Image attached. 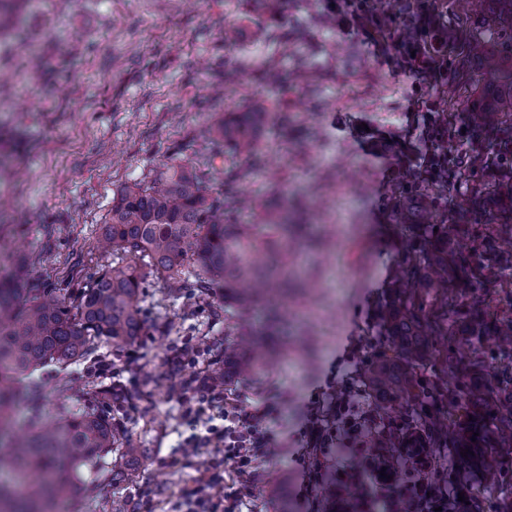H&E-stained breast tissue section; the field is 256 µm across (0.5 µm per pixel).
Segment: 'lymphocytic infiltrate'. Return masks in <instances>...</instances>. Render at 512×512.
I'll list each match as a JSON object with an SVG mask.
<instances>
[{
    "mask_svg": "<svg viewBox=\"0 0 512 512\" xmlns=\"http://www.w3.org/2000/svg\"><path fill=\"white\" fill-rule=\"evenodd\" d=\"M361 389L353 375L336 384L329 412L311 414L294 445L308 457L306 484L321 482L328 467L326 454L367 455L366 468L353 492L337 488L329 500L305 501V512H465L459 501L461 487L449 478L447 454H435L433 433L426 414L389 421L372 408H360ZM178 401L190 433L182 441L186 452L211 449L217 462L233 461L239 475L254 469L264 449L276 446L275 436L260 431V421L276 415L280 395H271L256 411L246 412L224 398L222 386L210 383L206 373L180 383ZM216 476L200 480L194 491L182 498L178 512H237L238 493L224 496L211 492Z\"/></svg>",
    "mask_w": 512,
    "mask_h": 512,
    "instance_id": "1",
    "label": "lymphocytic infiltrate"
}]
</instances>
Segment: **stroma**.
<instances>
[{"label":"stroma","mask_w":512,"mask_h":512,"mask_svg":"<svg viewBox=\"0 0 512 512\" xmlns=\"http://www.w3.org/2000/svg\"><path fill=\"white\" fill-rule=\"evenodd\" d=\"M369 2L385 35L352 27L349 0H22L9 39L0 40V239L27 229L22 249L33 258V277L65 296L112 262L97 238L118 189L171 166L200 164L214 122L267 97L269 114L257 129L261 160L216 159L205 185L223 191L224 170L232 167L239 196L252 203L275 210L293 197L311 201L296 220L322 248L300 249L296 273L316 264L320 275L310 291L288 300L281 327L287 352L262 372L261 386L236 378L230 395L250 411L262 391L287 392L269 425L282 440L294 438L313 401L331 398L337 360L359 371L379 351L378 315L406 230L393 218L391 195L399 190L419 202L415 150L438 149L431 126L459 135L448 157L452 199L483 187L481 171L461 163L472 145L495 147L489 134L468 128L464 110L473 98L448 83V56L420 83L405 70L401 29L430 21L434 38H446L447 0ZM230 26L238 29L232 44L224 41ZM276 34L295 37L298 53L283 54ZM268 66L286 75L277 87L261 78ZM447 100L454 104L448 114ZM505 280H512L511 266L474 282L467 306L489 320L512 309ZM193 302L148 278L140 294L144 331L133 345L103 346L68 372L67 392H58L55 374L44 379L53 412L87 406L93 385L119 379L135 388L134 405L101 410L152 451L120 490L136 512H175L212 472L210 452L187 457L179 449L186 425L170 388L181 376L223 365L224 341L239 316L226 305L214 317ZM185 343L201 357L177 372L168 359ZM494 454L502 471L495 485L454 471L472 512H512V448ZM236 486L252 512H303L304 470L294 455L264 454Z\"/></svg>","instance_id":"1"}]
</instances>
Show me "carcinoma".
I'll return each instance as SVG.
<instances>
[{"mask_svg": "<svg viewBox=\"0 0 512 512\" xmlns=\"http://www.w3.org/2000/svg\"><path fill=\"white\" fill-rule=\"evenodd\" d=\"M451 7L453 81L477 94L468 122L493 132L497 149L512 153V0H451ZM267 114L265 102L254 99L240 118L218 120L211 129L215 154L255 152L253 125ZM469 165L482 170L486 189L498 201L512 199L508 164L493 168L476 145ZM205 179L201 168L179 165L120 188L98 238V248L114 256L112 264L69 298L20 275L28 256L0 252V473L20 479L18 486L0 482V512H70L76 497L96 503L98 512H135L131 501L107 499L102 490L132 481L128 464L147 459L152 449L140 447L93 407L48 414L41 375L47 368L63 373L80 366L105 344L121 350L135 342L144 330L139 294L147 277L158 275L169 288L199 293L228 290L242 316L263 297L288 299L291 255L288 246L276 249L274 243L296 234L299 225L288 223L286 211L243 224L236 196L205 193ZM402 216L437 233L425 247L405 251L379 320L384 348L367 366L365 381L386 398L413 401L432 394L472 418L460 430L448 428L439 414L430 424L460 450H470L460 460L492 484L499 477L492 449L512 447V371L462 384L459 401L442 379L424 383L418 372L434 353L448 360V344L435 351L429 337L448 335L458 322L467 324L474 343L512 354V315L487 322L461 301L471 277L492 275L512 261V218L480 238L477 263L470 265L448 251L455 220L435 219L427 205L404 207ZM278 322L273 314L262 331L243 328L224 345V361L243 376H258L277 358L272 341ZM89 395L95 403L137 397L119 385L110 391L94 386ZM488 414L495 426L486 440Z\"/></svg>", "mask_w": 512, "mask_h": 512, "instance_id": "1", "label": "carcinoma"}]
</instances>
